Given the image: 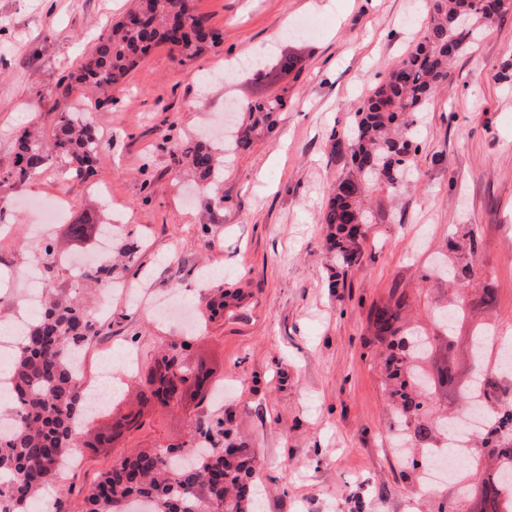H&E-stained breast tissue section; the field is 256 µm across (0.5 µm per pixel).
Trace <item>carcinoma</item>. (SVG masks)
<instances>
[{
    "mask_svg": "<svg viewBox=\"0 0 512 512\" xmlns=\"http://www.w3.org/2000/svg\"><path fill=\"white\" fill-rule=\"evenodd\" d=\"M188 2L138 0L85 56L77 79L110 99L151 49L166 46L183 60L207 45L220 44V35L208 18ZM429 4L421 40L355 111L346 142L351 167L336 181L322 216V223L331 229V248L348 264L362 256L360 226L369 223L372 215L365 206V194L378 183L390 194L400 189L420 148L418 112L440 94L457 52L478 38L479 29L472 20L489 27L504 8V0H429ZM282 106V101L270 99L248 111L257 114L254 122L270 124ZM102 151V139L91 118L62 112L52 141L28 129L19 134L12 165L0 176V188L26 184L58 157L74 160L75 172L84 176ZM188 152L208 184L222 179L223 163L208 147L198 144ZM80 277L106 284L112 280V258L80 272ZM397 320L398 311L384 308L375 322L379 331L389 332ZM109 328L90 316L75 297L57 295L18 337L9 367L10 395L3 403L15 424L8 435L0 436V512H34L42 491L61 483V463L75 447L72 424L88 405L71 357L86 351ZM387 366L395 380L391 398L405 423L414 401L406 383L399 380L407 367L404 354H391ZM216 432H224V421L206 419L190 430L191 447L185 453L159 448L150 455L139 452L121 458L87 489L85 512H131L128 503L140 497L149 502L150 512H196L203 499L217 512H256L254 459L243 447L225 450L223 441L214 437ZM505 475L507 471L501 469L484 482L479 512H499Z\"/></svg>",
    "mask_w": 512,
    "mask_h": 512,
    "instance_id": "carcinoma-1",
    "label": "carcinoma"
}]
</instances>
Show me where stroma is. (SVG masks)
Instances as JSON below:
<instances>
[{"instance_id": "obj_1", "label": "stroma", "mask_w": 512, "mask_h": 512, "mask_svg": "<svg viewBox=\"0 0 512 512\" xmlns=\"http://www.w3.org/2000/svg\"><path fill=\"white\" fill-rule=\"evenodd\" d=\"M133 4L0 0V170L24 128L49 136L59 112L90 110L104 142L93 179L56 158L12 193L69 201L64 222L50 228L59 255L93 251L69 235L77 223L124 225L116 252L125 236L140 242L133 265L112 272L128 292L113 297L108 334L88 346V375H99L107 347L132 343L142 368L182 336L147 310L182 292L199 324L187 360L218 364L224 401L152 412L146 432L86 453L70 494L51 485L47 500L84 512L85 489L114 459L180 440L207 414L257 458L261 512H438L457 499L470 512L493 466L464 462L457 480L430 485L422 469L401 463L388 339L372 314L396 306L398 332L447 335L422 364L453 374L426 416L431 426L467 405L479 373L475 335L512 332V6L456 57L444 91L425 106L412 180L395 196L371 191L376 219L361 227L363 255L346 287L334 288L321 218L347 170L338 143L357 106L419 40L427 0H195L222 32L220 47L182 62L155 48L108 101L77 82L59 87ZM254 53L267 79L240 67ZM287 54L299 62L283 73ZM274 97L282 110L255 128L248 149L226 156L214 200L184 147L220 151L213 126L226 104L246 124L247 105ZM33 218L20 209L0 217V274L13 291L0 318L24 303ZM221 299L223 315L210 317L207 303ZM459 304L443 328L440 312Z\"/></svg>"}]
</instances>
